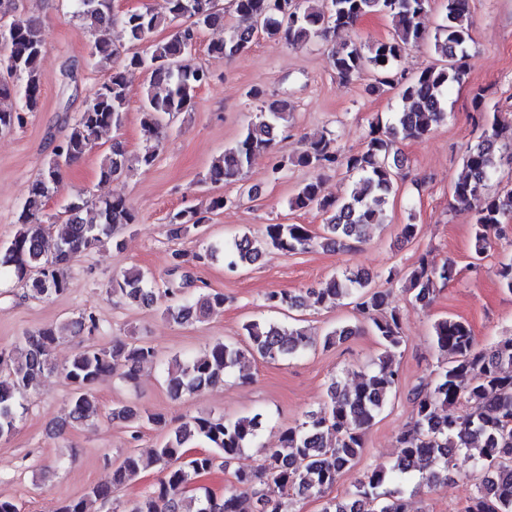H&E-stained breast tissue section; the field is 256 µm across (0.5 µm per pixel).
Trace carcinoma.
<instances>
[{
	"mask_svg": "<svg viewBox=\"0 0 512 512\" xmlns=\"http://www.w3.org/2000/svg\"><path fill=\"white\" fill-rule=\"evenodd\" d=\"M72 2L75 17L97 35L89 56L105 63L115 60L117 65L85 100L64 138L52 148L40 173L28 185L13 237L0 244V269L8 270L27 287L28 295L38 300L64 294L72 265L86 251L114 241L120 229L135 223L133 208L121 197L96 201L73 194L60 211L62 231L53 248L47 246L53 221L45 210L61 189L65 167L92 152L103 131L118 130L125 122L126 73L144 70L149 74L140 112L146 146L132 158L122 141L113 140L100 166L102 181L122 177L136 167L146 171L154 166L169 125L188 111L196 93L211 81L206 67H192L186 58L204 30L224 26L219 0H166L164 14L146 4L137 12L121 15L113 12L112 0ZM306 2L231 0L238 23L225 30L224 38L209 43L208 54L232 58L259 38L283 40L301 48L315 38L351 31L368 15L383 14L392 19L391 37L365 48L355 41L342 43L332 54V67L346 83L363 73L372 74L370 90L397 89L409 106L386 124H371L367 140L357 152H348L337 140L321 136L299 152L275 157L274 178L290 165L339 169L354 179V187L345 198L333 199L324 194L322 181L315 180L292 197L291 207L322 214L317 235L305 224H268L259 237L245 232L221 246H210L207 257L223 254L230 271L256 263L269 248L295 253L308 249L317 238L342 250L365 242L371 227L380 223L402 175L398 143L421 139L444 122L448 118V87L468 76L464 48L471 40L469 0H444L442 23L433 37L434 52L444 58V64L413 74L398 69L397 62L408 48L426 39L421 18L434 0H324L321 9ZM0 21L6 26L0 37L4 49L0 65L9 76L0 79V132H4L23 125L26 115L38 110L46 75L41 68L44 39L40 20L19 12L12 0H0ZM117 23L127 36L125 49L98 36ZM168 27L172 31L167 38H155L159 29ZM247 96L261 101L260 120L248 125L239 140L211 161L207 182L241 180L255 156L275 152L280 130L288 128L287 101L269 98L255 87ZM475 108L472 119L482 132L466 147L463 169L451 194L454 204L472 215L474 250L479 257L492 238L500 235L504 220L512 218V187L494 186L498 162L506 156L512 158V117L482 111L479 94ZM207 221L202 212L185 208L170 214L168 224L170 233L178 236L198 230ZM454 276L453 266L431 267L422 258L406 273L407 291L426 307L434 300L437 284L445 285ZM109 294L131 303L150 304L156 299L155 280L131 268L111 281ZM168 295L164 314L179 325L203 319L224 308L226 301L222 293L186 297L170 291ZM343 298L353 300L358 314L371 322L383 348L377 366L352 388L343 389L338 381H331L317 409L307 412L301 423L279 432L277 447L261 443L264 420L260 413L235 419L191 416L172 428L151 456L128 451L112 466L108 482L90 487L80 498L63 501L57 512H97L95 504L109 502L115 490L155 466L160 467L162 477L153 490L132 502L129 512H288L290 495L325 497L341 474L356 465L364 450V429L399 386L396 357L405 344L401 315L390 306L386 291L375 290L368 280L345 272L300 296L270 291L264 297L267 307L279 310L330 308ZM85 329H97L91 314L40 328L0 348V439L13 435L25 412L20 394L56 371L52 351L62 333L78 335ZM355 333L349 325L336 326L323 336V347H333ZM243 336L242 345L218 341L185 361L171 359L166 368L169 393L178 398L217 386L233 369L255 357L276 361L302 353L311 343L304 328L270 321L243 324ZM434 341L446 362L434 379L412 390L414 417L397 434L400 454L395 464L389 471L365 472L343 498L326 500L323 512H406L402 489L385 490L383 486L416 478L422 485L438 487L448 480L450 464L459 457L479 470L462 512H512V338L480 348L469 324L448 317L434 324ZM155 358L153 347L132 338L109 347L79 346L62 368L72 395L61 427L83 426L98 414L92 388L101 376L116 375L130 384L140 365ZM463 402L474 404L475 410L457 413ZM107 418L127 422L134 441L146 423L166 426L160 413L125 406L112 408ZM198 442L205 443L206 449L190 453ZM246 448L259 450L261 464L253 470L235 471L232 493L219 498L201 487L189 493L187 485L216 468L228 467Z\"/></svg>",
	"mask_w": 512,
	"mask_h": 512,
	"instance_id": "1",
	"label": "carcinoma"
}]
</instances>
